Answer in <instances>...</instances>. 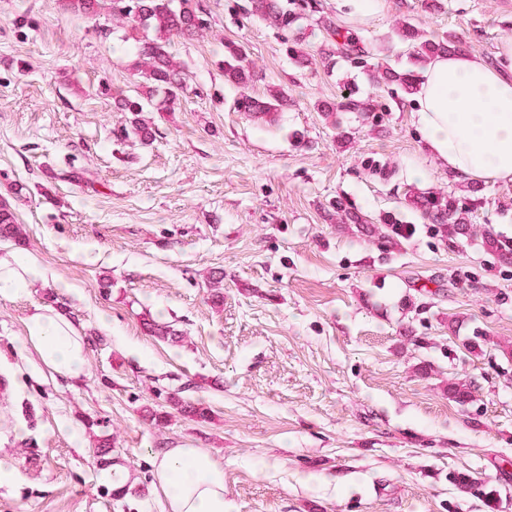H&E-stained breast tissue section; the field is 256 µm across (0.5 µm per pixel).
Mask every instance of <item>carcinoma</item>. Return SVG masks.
Returning a JSON list of instances; mask_svg holds the SVG:
<instances>
[{
	"mask_svg": "<svg viewBox=\"0 0 512 512\" xmlns=\"http://www.w3.org/2000/svg\"><path fill=\"white\" fill-rule=\"evenodd\" d=\"M68 7L75 13L94 18L101 13V0H67ZM112 18L124 23L127 28L125 40L132 41L130 51L136 56L135 72L138 79L135 94L121 96L116 106L133 115L130 128L123 129L124 136L130 135L146 142L153 137L151 121L143 118L145 112H171L180 101L186 89L184 66L169 52L173 39L192 41L206 26L205 9L200 0H110ZM238 10L247 19H260L268 22L283 34L288 57L299 69L311 64L310 56L301 48L303 28L301 21L318 17L317 26L326 34V43L321 46L322 58L329 60L341 54L356 67H367V58L372 49L360 34L344 31L329 18L320 16V0H247ZM403 41L413 52V63L431 60L449 50L457 48L458 40L453 35L435 40L411 23L399 28ZM245 53L241 46L227 42L224 44V78L233 85H245L252 81L253 74L245 64ZM374 78L385 86H397L406 95L417 90L418 75L414 70L396 71L390 67L378 66ZM234 109L253 119L262 115L276 116L288 106V97L281 88L270 92L266 97L241 94L233 101ZM350 112H377L383 106L367 98L359 99L353 93L345 94L341 101H323L318 110L331 114L336 109ZM474 196L459 198L452 194L427 193L410 200L411 205L432 223L453 237L467 236L471 232V218L480 204ZM330 205L341 216L344 223L367 224L369 220L345 196H337ZM384 224L382 237L389 242H397L411 233V227L395 214L386 213L380 218ZM0 237L12 239L21 244L25 241L15 213L6 205L0 204ZM484 243L501 265H512V240L501 239L491 231H484ZM448 395L456 402L465 404L472 398L469 384L458 382L448 386ZM166 402L177 413L197 421L211 418L210 409L200 402L183 400L178 393L169 392Z\"/></svg>",
	"mask_w": 512,
	"mask_h": 512,
	"instance_id": "1",
	"label": "carcinoma"
}]
</instances>
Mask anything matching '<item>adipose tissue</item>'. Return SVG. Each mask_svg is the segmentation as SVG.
Wrapping results in <instances>:
<instances>
[{
	"label": "adipose tissue",
	"instance_id": "1",
	"mask_svg": "<svg viewBox=\"0 0 512 512\" xmlns=\"http://www.w3.org/2000/svg\"><path fill=\"white\" fill-rule=\"evenodd\" d=\"M415 126L430 157L457 180L512 183V37L496 62L464 50L440 55L423 72L413 98ZM48 274L31 255L0 250V295L28 293ZM36 364L80 378L86 342L65 315L36 308L26 319ZM153 487L165 512H224V460L202 448H161L152 458Z\"/></svg>",
	"mask_w": 512,
	"mask_h": 512
}]
</instances>
